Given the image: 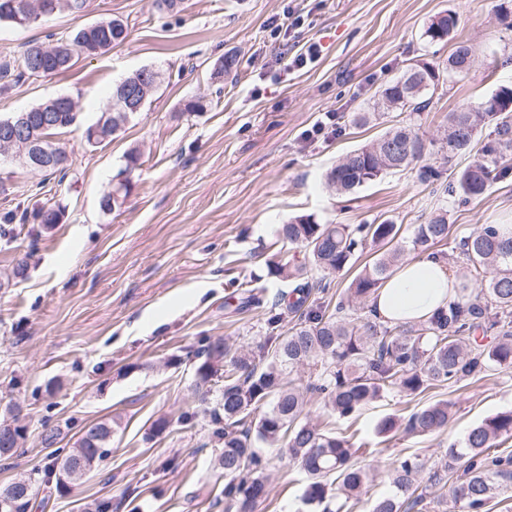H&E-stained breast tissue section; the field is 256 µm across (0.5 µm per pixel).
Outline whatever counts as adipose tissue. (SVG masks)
Wrapping results in <instances>:
<instances>
[{
  "instance_id": "ef3b65f1",
  "label": "adipose tissue",
  "mask_w": 512,
  "mask_h": 512,
  "mask_svg": "<svg viewBox=\"0 0 512 512\" xmlns=\"http://www.w3.org/2000/svg\"><path fill=\"white\" fill-rule=\"evenodd\" d=\"M455 276L447 261L419 257L402 263L378 291L376 315L388 324L426 320L455 298Z\"/></svg>"
}]
</instances>
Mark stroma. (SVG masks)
Returning a JSON list of instances; mask_svg holds the SVG:
<instances>
[{
  "label": "stroma",
  "mask_w": 512,
  "mask_h": 512,
  "mask_svg": "<svg viewBox=\"0 0 512 512\" xmlns=\"http://www.w3.org/2000/svg\"><path fill=\"white\" fill-rule=\"evenodd\" d=\"M502 0H181L158 12L153 0H88L85 12L57 14L28 27L0 25V51L21 54L28 43L103 18H119L127 39L69 71L16 84L0 94V118L60 94L78 100L84 124L98 118L113 83L145 66L162 68L161 83L144 112L111 142L89 147L82 127L59 135L72 159L65 179L0 166V214L23 212L45 199L63 209L58 224L14 222L0 236V421L19 407L24 437L13 458L0 459V483L39 472L34 505L45 512H80L108 500L112 512H226L224 479L214 469L221 445L211 435L196 391L197 352L205 339L226 337L258 348L267 332L265 310L245 306L251 289L287 303L292 282L268 275L267 264L290 255L281 224L312 216L322 224L390 221L411 231L440 202L417 170L385 174L349 197L326 185L327 172L348 152L397 125L415 128L427 162L439 161L448 115L512 87V29L497 21ZM307 18L285 28L287 8ZM455 13L451 40L432 44L430 20ZM283 29L271 37L268 23ZM320 44L303 69L289 58L306 42ZM470 45L476 65L466 76L440 77L421 115L382 112L364 126L376 92L411 64L445 66L457 43ZM232 55L236 74L212 76ZM202 99L205 111H184ZM340 133H305L327 112ZM139 149L140 165L124 205L105 213L99 200ZM506 177L478 200L449 205L443 250L461 267L460 238L483 224H512V154ZM24 277H11L19 258ZM454 404L447 430L379 442L384 416L407 418L433 401ZM512 408V369L483 380L431 388L414 399L390 393L356 413L352 427L372 454L359 464L378 476L369 498L390 489L395 457L434 463L468 428ZM192 421H182L183 413ZM170 425L153 433L159 417ZM116 420L111 452L72 491L61 493L48 472L56 455L41 444L45 426L72 448L80 429ZM269 457V494L256 512H310L301 497L304 477Z\"/></svg>",
  "instance_id": "35a3bbf8"
}]
</instances>
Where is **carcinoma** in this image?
Instances as JSON below:
<instances>
[{
  "label": "carcinoma",
  "mask_w": 512,
  "mask_h": 512,
  "mask_svg": "<svg viewBox=\"0 0 512 512\" xmlns=\"http://www.w3.org/2000/svg\"><path fill=\"white\" fill-rule=\"evenodd\" d=\"M53 14L84 12L87 0H53ZM457 18L437 16L425 35L431 43L444 42L455 32ZM127 37V26L119 19H103L80 27L52 43L44 53L48 69L58 74L69 70L81 57L104 54ZM39 43L26 46L20 57L0 53V94L21 81L36 80L26 59ZM474 64L471 48L460 42L448 56V77L461 76ZM414 66L385 84L372 104L375 112L406 110L417 115L430 104L429 86L435 85L439 70L424 62L429 86L414 90L409 74ZM122 87L115 84L101 108L107 115L96 137L85 131L86 143L97 147L112 140L135 116L122 110ZM483 112L464 109L448 114V129L440 151L447 163L474 150L476 137L486 124H494V137L481 143L476 158L448 181L440 166L425 163L423 140L411 126L387 130V139L401 148V163L388 153L367 144L344 156L326 173L328 187L347 195L391 171L419 166L422 181L434 186L443 198L471 201L485 195L491 183L506 175L501 161L512 153V88L502 86L484 100ZM37 106L52 113V126L43 135L46 146L66 153L54 136L80 121L81 112H57L42 100ZM129 192L122 183L103 195L105 212L121 207ZM62 215L59 204L46 201L25 211L12 212L3 223L33 218L41 224H56ZM447 210L413 229V250L424 253L448 238ZM279 238L291 248L304 251V262H272L269 273L295 283L287 305L289 328H283V313L274 302L267 308L268 336L259 354L233 348L220 338L201 347L198 383L219 385L215 406L209 410L212 435L222 442L216 466L224 474V498L237 512H255L268 497L266 467L259 453L270 448L276 457L297 467L306 476L302 502L319 512H342L350 501L360 502L372 481L371 469L356 461L365 444L354 435L336 432L307 418L310 396L321 397L329 412L348 419L364 406L396 390L415 397L443 382L481 380L500 368H512V237L496 225L484 224L462 238L460 252L467 269L479 280L471 290L456 284L457 298L438 309L429 319L408 325H388L374 314L372 302L379 288L403 260L402 225L320 224L309 216L296 217L278 229ZM395 244L364 265L336 304L318 303L315 294L327 295L328 275L353 266L368 243ZM324 276L313 280L309 273ZM452 404L445 399L432 402L410 414L401 425L393 417L376 427L379 437L390 439L402 432L425 436L448 428ZM502 436H512V409L501 411L469 428L460 446L448 448V458L425 471V462L406 456L392 463L391 491L370 502L368 512H401L407 502L415 506L425 499L427 486L439 485L448 473L457 474L453 499L465 503L467 512H486L499 490L512 486V455L492 451ZM112 422L101 421L80 430L68 451L99 463L110 452ZM428 473L427 482L420 477Z\"/></svg>",
  "instance_id": "cac0c4a2"
}]
</instances>
